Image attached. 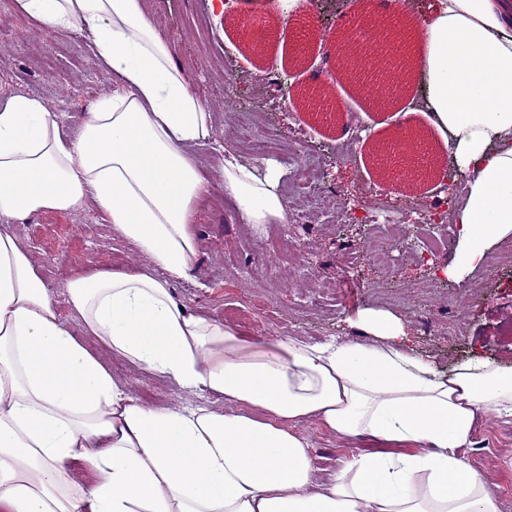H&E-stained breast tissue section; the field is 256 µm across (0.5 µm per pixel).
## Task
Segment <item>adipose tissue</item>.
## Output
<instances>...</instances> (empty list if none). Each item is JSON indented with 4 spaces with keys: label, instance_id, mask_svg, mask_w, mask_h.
Listing matches in <instances>:
<instances>
[{
    "label": "adipose tissue",
    "instance_id": "adipose-tissue-1",
    "mask_svg": "<svg viewBox=\"0 0 512 512\" xmlns=\"http://www.w3.org/2000/svg\"><path fill=\"white\" fill-rule=\"evenodd\" d=\"M16 2L47 32L86 30L115 88L74 139L37 97H0V217L93 203L150 263L70 274L64 293L81 329L228 408L144 403L63 323L31 256L2 229L0 512H501L459 450L480 415H512V369L470 358L440 372L387 311L360 313L368 341L310 344L250 337L186 309L172 281L197 252V200L217 179L242 223H287L281 167L218 141L146 0ZM438 3L409 64L467 177L458 259L445 270L457 278L512 235V0ZM194 147L219 154L212 176ZM308 420L378 448L315 483L296 430Z\"/></svg>",
    "mask_w": 512,
    "mask_h": 512
}]
</instances>
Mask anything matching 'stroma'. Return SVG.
Returning <instances> with one entry per match:
<instances>
[{"instance_id": "stroma-1", "label": "stroma", "mask_w": 512, "mask_h": 512, "mask_svg": "<svg viewBox=\"0 0 512 512\" xmlns=\"http://www.w3.org/2000/svg\"><path fill=\"white\" fill-rule=\"evenodd\" d=\"M363 0H296V21H283L279 0H233L230 11L200 0H147L162 34L173 45L176 60L194 91L220 84L232 73V104L221 94L206 98L216 135L235 147L237 115L261 113L269 133L302 140L317 158L328 208L307 213L302 194L287 199L284 230L288 247L301 251L303 269L280 263L274 275L258 266L251 231L224 199V186L212 182L196 206L193 229L198 250L189 278L174 281V295L188 310L238 326L259 338L297 336L310 342L332 336L364 340L357 326L362 309L396 314L404 323L415 351L441 371L478 354L502 368H512V236L492 244L487 264L457 279L443 278L455 258L456 241L446 253L428 262L403 261L415 243L417 224L425 212L413 199H440L436 182L427 175L395 176L380 165L382 150L398 140L421 146L438 173L452 170L439 131L427 111L411 108L409 98L391 101L386 86L362 92L345 80H331L336 67L335 37L360 15ZM242 16L265 21L272 36L263 55L251 51ZM20 40L0 41V90L38 97L60 114L69 135H76L94 102L112 92V79L98 64L85 31L49 34L19 12L15 0H0V29ZM289 76L299 85H327L337 104L333 119L319 120L303 106H271L258 91L269 74ZM383 197L402 222V236L388 249L399 259L397 269L385 268L367 256L371 225L358 221L356 200ZM30 252L54 297L62 320L78 331L63 284L75 270L144 266L146 255L121 238L94 206L71 212H44L6 222ZM344 280H337V271ZM84 344L97 352L115 377L127 382L153 406L208 404L223 408L214 395L188 391L152 372L136 368L111 353L92 336ZM297 429L311 442L315 479L331 476L339 459L368 450L311 420ZM462 457L497 492L502 512H512V417L493 413L478 421L473 442Z\"/></svg>"}]
</instances>
